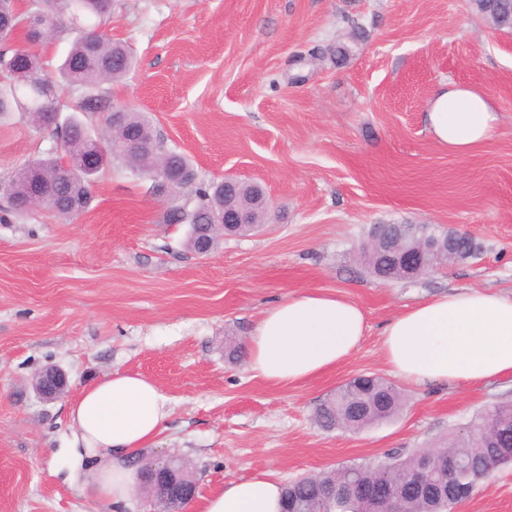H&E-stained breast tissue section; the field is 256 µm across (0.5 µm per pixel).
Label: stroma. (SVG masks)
<instances>
[{"instance_id":"35a3bbf8","label":"stroma","mask_w":512,"mask_h":512,"mask_svg":"<svg viewBox=\"0 0 512 512\" xmlns=\"http://www.w3.org/2000/svg\"><path fill=\"white\" fill-rule=\"evenodd\" d=\"M134 57L103 86L145 113L154 135L209 183L266 191L260 232L219 238L209 255L123 161L92 185L89 210L39 209L0 222V512H112L68 478L58 448L68 406L113 371L152 378L170 397L167 429L143 459L178 457L198 494L265 471L280 484L385 453L438 445L512 376L466 389H404L393 418L326 431L316 407L359 374L389 377L379 332L404 307L460 288L512 294V31L472 0H114L106 25ZM480 89L495 137L459 156L425 114L444 83ZM62 150L22 114L0 123V180ZM377 224L470 234L478 257L387 281L357 257ZM308 288L365 311L360 348L307 384L252 377L242 347L261 310ZM55 364L68 391L46 401L34 378ZM452 512H512V466Z\"/></svg>"}]
</instances>
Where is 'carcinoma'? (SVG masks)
Returning a JSON list of instances; mask_svg holds the SVG:
<instances>
[{"instance_id": "1", "label": "carcinoma", "mask_w": 512, "mask_h": 512, "mask_svg": "<svg viewBox=\"0 0 512 512\" xmlns=\"http://www.w3.org/2000/svg\"><path fill=\"white\" fill-rule=\"evenodd\" d=\"M482 15L495 18L501 29L512 30V0H472ZM44 8L56 21L55 32L69 29L76 33L63 61L56 67V78H43V61L39 55L9 45L18 30L36 24L39 7L22 13L15 0H0V16L9 21L7 31L0 36V119L16 112L37 120L40 113L62 112L59 86L77 95L72 113L54 125L63 142L69 166L60 157L48 155L28 161L4 185L6 197L14 208L30 195L41 191L46 195L47 208L64 217L86 211L92 201L90 186L102 167L85 169L81 160L88 152L89 137L96 135L83 116L95 115L103 108L101 87L105 82H118L133 67V59L121 44L114 43L100 32L111 10L105 0H45ZM126 126L145 139H154L150 123L141 112L126 110ZM169 152L155 145L149 155L139 154L130 166L141 176L152 180L151 191L162 192L155 175L167 168ZM195 204L188 208L176 205L166 218L168 224H197L204 228L211 215L219 212L221 183L197 184L193 190ZM480 246L471 237L463 238L453 258L439 251L431 256L433 266L464 261L479 254ZM361 261L383 279H400L401 272L392 264L390 253L378 245L372 235L359 248ZM404 396L393 382L376 375L355 376L316 409L315 420L325 430L336 428L361 430L395 416L402 408ZM464 434L453 431L443 445L422 448L406 456L395 451L373 465L351 463L301 478L282 489L284 512H362L355 496L356 485H366L380 496H401L405 512H435L439 506L415 490L418 474L417 458L431 462L428 474L435 483L448 482V459L456 462L453 476L466 487H478L480 477L499 466L512 464V458L495 452L497 448H512V402L487 406L477 420L463 428Z\"/></svg>"}]
</instances>
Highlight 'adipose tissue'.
Segmentation results:
<instances>
[{
	"instance_id": "adipose-tissue-1",
	"label": "adipose tissue",
	"mask_w": 512,
	"mask_h": 512,
	"mask_svg": "<svg viewBox=\"0 0 512 512\" xmlns=\"http://www.w3.org/2000/svg\"><path fill=\"white\" fill-rule=\"evenodd\" d=\"M425 119L432 138L464 155L491 140L498 115L485 95L455 82L434 97ZM362 307L337 291L305 289L262 311L246 364L272 385H298L357 351ZM380 355L412 387H466L512 375V296L475 288L435 294L393 316L379 333ZM171 402L150 378L115 371L85 387L69 407L72 440L61 457L71 480L93 463V497L127 512L135 459L162 434ZM282 487L267 473L229 480L202 497L199 512H281Z\"/></svg>"
}]
</instances>
